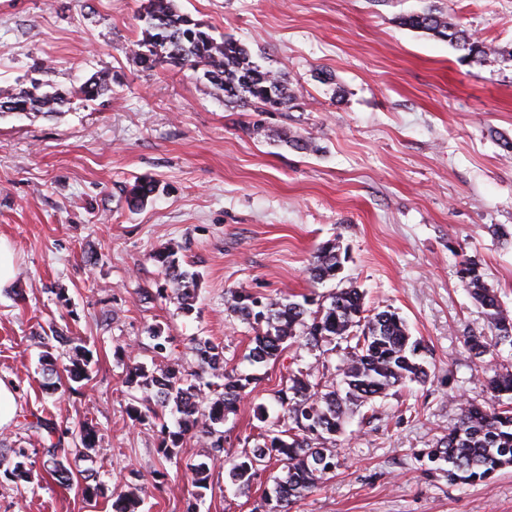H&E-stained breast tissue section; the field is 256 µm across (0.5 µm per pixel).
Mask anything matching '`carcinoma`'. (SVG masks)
Here are the masks:
<instances>
[{
	"label": "carcinoma",
	"instance_id": "cac0c4a2",
	"mask_svg": "<svg viewBox=\"0 0 512 512\" xmlns=\"http://www.w3.org/2000/svg\"><path fill=\"white\" fill-rule=\"evenodd\" d=\"M143 38L133 44L132 55L145 71L167 63L180 69L202 72L212 86L224 91L255 112H286L293 106L294 95L286 81L253 61L250 51L230 37L216 39L208 26L177 10L173 0H148L139 14ZM400 24L448 40L467 58L486 56L494 51L472 37L460 25L442 13L426 11L401 17ZM112 77L105 72L92 75L70 95L40 93L39 84L29 87L0 88V114L6 112L52 113L76 97L94 101L111 90ZM159 191L150 179L138 178L126 192L127 204L137 209ZM167 284L173 290L178 309L189 313L195 308L199 274L181 267L176 252L166 248L155 254ZM342 269L339 246L321 245L308 265L311 282L320 283L337 277ZM460 272L472 298L484 310L491 336L470 335L465 342L469 357L480 359L492 354L502 344L512 346V314L503 308L497 294L486 287L475 264L464 261ZM227 310L254 327L248 358L253 363H268L278 358L291 343L303 340L313 348L336 341L343 348L341 380L324 381L310 372L287 377L274 391L283 421H275L258 433L261 442L232 456H224V424L258 383L254 374L225 369L224 346L205 336L192 338L193 359L178 368L165 363L171 353L172 337L150 330L154 358L159 363L148 369L142 363L128 368L125 383L146 393L134 397L126 409L135 423L160 428L159 453L170 462L188 437H196L209 448L206 460L195 465L191 484L193 502L187 512H200L205 491L209 489V462L224 460L230 480L246 493L262 467L275 461L284 477L270 491L262 492L252 512H290L291 504L318 488L336 470L335 450L326 443L335 440L345 424L349 405L367 403L408 382L423 381L428 372L416 361L418 342L410 341L403 318L385 309L373 316H363V295L354 287L341 288L329 296V302L317 310L308 308V300L295 296L262 301L245 291H233L226 300ZM92 350L84 345L72 347L69 364L63 368L67 382L82 383L92 379ZM493 393L512 394V373H495L485 378ZM37 428L47 431L41 439L44 461L39 477L46 483L73 485L74 472L69 467L70 448L62 440H53L52 423L37 420ZM75 437L89 451L96 447L98 432L89 419L80 424ZM18 461L8 476L16 480L31 478L23 448L12 449ZM430 458L448 463V479L472 483L490 478L512 465V403L484 407L463 403L448 434L437 442ZM165 474L151 473V478L130 470L127 492L116 495L112 512H138L148 487L158 490Z\"/></svg>",
	"mask_w": 512,
	"mask_h": 512
}]
</instances>
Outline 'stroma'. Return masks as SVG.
Returning <instances> with one entry per match:
<instances>
[{
  "label": "stroma",
  "instance_id": "obj_1",
  "mask_svg": "<svg viewBox=\"0 0 512 512\" xmlns=\"http://www.w3.org/2000/svg\"><path fill=\"white\" fill-rule=\"evenodd\" d=\"M146 0H0V87L69 92L106 71L112 93L71 99L52 114L0 115V238L16 277L0 290V377L14 382V418L0 427L11 467L42 450L29 425L77 430L101 441L74 472L100 485L96 506L77 488L0 477V512H111L129 470L165 471L143 512H185L191 469L204 449L187 439L176 459L157 454L160 434L126 407L127 365L151 364V329L172 336L171 362L190 360V339L223 344L229 368L248 369L254 331L225 308L230 292L321 300L356 286L365 307L403 317L421 340L422 383L389 391L355 411L336 441L333 478L291 512H512V466L474 485L449 482L427 458L457 418V405L492 402L486 375L512 372V348L472 359L466 336L486 331L482 308L458 270L477 265L512 312V0H175L181 13L229 36L295 95L285 112L225 102L190 70H142L131 55ZM439 11L493 54L463 59L448 41L402 26L403 15ZM331 73L321 81V73ZM310 139L308 149L288 146ZM160 195L128 208L136 178ZM334 240L339 279L314 285L312 255ZM172 247L199 272L191 314L159 296L153 254ZM55 329L84 339L96 365L76 390L50 391L38 337ZM341 351L287 347L227 414L224 446L254 447L264 407L289 373L336 377ZM263 487L241 493L223 463L211 469L201 512H251Z\"/></svg>",
  "mask_w": 512,
  "mask_h": 512
}]
</instances>
